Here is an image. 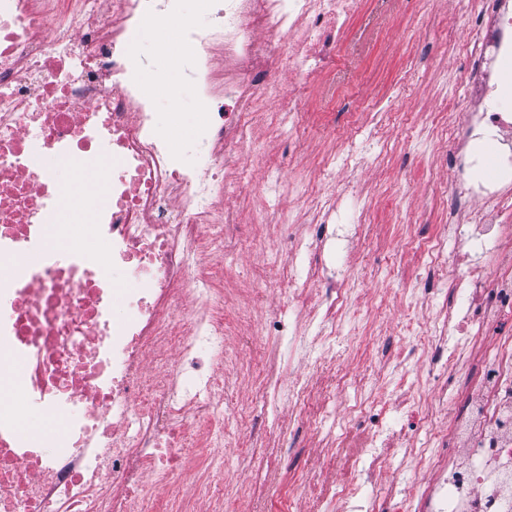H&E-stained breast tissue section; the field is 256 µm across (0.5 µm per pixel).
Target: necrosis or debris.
I'll list each match as a JSON object with an SVG mask.
<instances>
[{
  "instance_id": "1",
  "label": "necrosis or debris",
  "mask_w": 512,
  "mask_h": 512,
  "mask_svg": "<svg viewBox=\"0 0 512 512\" xmlns=\"http://www.w3.org/2000/svg\"><path fill=\"white\" fill-rule=\"evenodd\" d=\"M0 0V386H17L25 408L47 429L32 437L13 408L0 405V512H178L176 464L197 428L225 443L218 371L238 365L256 339L253 317L226 319L229 297L205 260L241 244L239 213L225 195L281 169L250 140L261 124L274 137L297 129L314 73L336 66L347 23L362 0H218L219 25L185 27L184 51L198 61L194 94L210 115L204 155L188 165L168 148L141 80L143 24L160 22L158 0ZM469 11L471 65L455 107L464 119L448 138L454 178L448 221L425 258L444 269V239L459 225L495 267L443 282L446 296L422 284L398 324L390 357L399 373L393 396L373 403L367 434L350 430L306 459V470L336 465L346 480L321 485L323 498L364 502L366 512H404L410 498L366 496L360 465H384L379 449L406 440L400 414L421 360L439 365L465 396L449 430L434 434L424 461L440 478L420 495L418 512H512V345L502 344L482 377L483 402L468 396L469 373L444 345L461 314L482 326L512 313V250L501 249L500 214L512 209V0H456ZM292 85L284 87L280 55ZM499 145L496 176L480 178L476 149ZM85 177L73 210L58 169ZM364 202L345 195L323 205L306 236L291 239L279 282L301 279L282 303L318 296L319 332L309 338L300 381L287 385L264 368L267 391L287 387L298 423L323 414L329 398L319 347L330 345L346 313L347 291L329 276L332 224L364 223Z\"/></svg>"
}]
</instances>
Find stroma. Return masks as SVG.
I'll return each mask as SVG.
<instances>
[{"label": "stroma", "mask_w": 512, "mask_h": 512, "mask_svg": "<svg viewBox=\"0 0 512 512\" xmlns=\"http://www.w3.org/2000/svg\"><path fill=\"white\" fill-rule=\"evenodd\" d=\"M468 26V15L453 0H365L362 14L349 26L335 70L318 77L319 83L331 87L328 98L314 93L307 100L310 124L304 137V160L292 159L287 138L271 142L260 134L255 137L266 156L282 166L284 189L269 194L265 179L258 175L241 194L227 199L248 222L254 201L269 196L278 212L289 215L292 233H306L315 199L299 195V187L316 185L326 197L342 189V174L322 172L325 146L352 137L367 142L373 161L365 165L363 181L356 188L365 202L366 238L346 251L338 270L349 289V324L357 332L379 335L384 347L395 344L397 329L392 318L401 314L405 305V295L394 291L398 281L433 279L417 253L446 220L443 193L453 173L446 162L449 100L429 74L435 67L449 64L462 71L465 53L452 33ZM174 47L173 40L158 33L142 40L140 52L146 60L144 81L154 95L157 119L174 129L171 147L181 152L197 146L198 132L209 116L190 92L196 73L193 58L174 56ZM173 59L178 60V67H170ZM399 87L404 94L384 118L380 138L370 137L364 115ZM285 253L280 242L274 241L266 243L263 253L250 256L236 250L217 255L216 261L225 270L250 271L272 284ZM336 348L329 369L346 370L349 376L330 402L326 416L310 427L297 425L288 401L272 402L259 386L243 384L240 375L228 373L225 406L243 405L249 411L247 424L236 427L240 447L218 443L201 451L192 443L186 453L202 454L208 474L223 481L226 493L236 495L238 512H266L271 498L277 496L287 499L292 512H362L342 498L316 503L311 486L338 484L343 477L333 468L309 473L300 463L301 458L321 454L323 435L341 431L345 406L366 404L391 391L382 355L362 351L346 356L341 341ZM286 436L291 439L287 449L281 446ZM392 454L386 474L372 481L379 495L438 481V473L409 456L406 448L393 449ZM270 457L281 459L284 478L277 485L256 490L253 479Z\"/></svg>", "instance_id": "1"}]
</instances>
